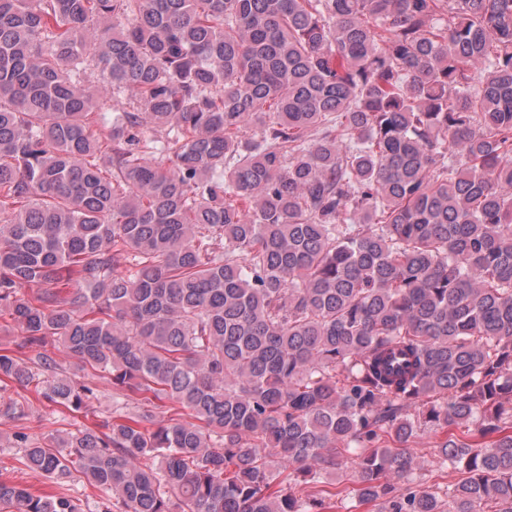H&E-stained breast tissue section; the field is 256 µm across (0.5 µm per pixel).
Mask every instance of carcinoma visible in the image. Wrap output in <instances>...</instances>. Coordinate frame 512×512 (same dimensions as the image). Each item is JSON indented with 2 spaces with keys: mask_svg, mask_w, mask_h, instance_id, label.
Segmentation results:
<instances>
[{
  "mask_svg": "<svg viewBox=\"0 0 512 512\" xmlns=\"http://www.w3.org/2000/svg\"><path fill=\"white\" fill-rule=\"evenodd\" d=\"M2 318L0 512H512V0H0ZM60 421L55 424H49L46 421L38 422L34 418H23L15 420H1L0 431L4 434H11L14 431L22 430L30 434L44 433L48 435L56 429L73 430L79 423L85 422L80 414H72L63 408H56ZM76 426H74V424ZM436 441H439L438 436L434 434L424 435L412 445V448H414V455L419 463V469L416 471L417 475L423 477L425 474L424 478L427 480L428 485L438 483L443 486L450 481H454L455 475L449 470L448 473L446 471L441 472L433 464L435 452L433 446ZM14 450L11 448H2L0 450V473L3 478L9 479L15 483L26 486H32L34 489H41L42 491H54L52 484L45 480L43 477L32 474L30 471L23 468L18 464L14 458Z\"/></svg>",
  "mask_w": 512,
  "mask_h": 512,
  "instance_id": "1",
  "label": "carcinoma"
}]
</instances>
